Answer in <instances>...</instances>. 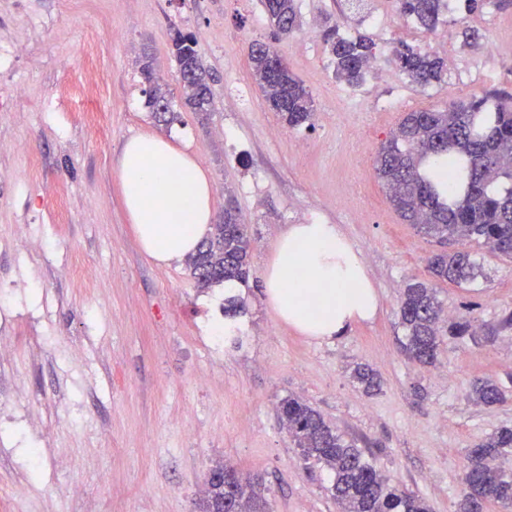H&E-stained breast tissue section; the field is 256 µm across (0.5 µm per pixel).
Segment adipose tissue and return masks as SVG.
Returning <instances> with one entry per match:
<instances>
[{
  "instance_id": "1",
  "label": "adipose tissue",
  "mask_w": 512,
  "mask_h": 512,
  "mask_svg": "<svg viewBox=\"0 0 512 512\" xmlns=\"http://www.w3.org/2000/svg\"><path fill=\"white\" fill-rule=\"evenodd\" d=\"M119 179L136 236L156 262L185 258L210 233L208 176L196 158L171 139H128ZM264 287L277 318L317 340L343 336L378 311L366 266L336 224L289 225L266 267Z\"/></svg>"
}]
</instances>
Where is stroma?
<instances>
[{
  "label": "stroma",
  "instance_id": "obj_1",
  "mask_svg": "<svg viewBox=\"0 0 512 512\" xmlns=\"http://www.w3.org/2000/svg\"><path fill=\"white\" fill-rule=\"evenodd\" d=\"M299 25L273 40L261 0H0V512H197L219 464L262 479L270 512H339L329 475L307 464L279 414L294 395L356 441L389 484L432 512H459L465 454L512 425V260L479 249L473 281L437 283L449 317L473 322L435 366L400 347V293L428 279L436 249L391 206L375 151L403 113L493 91L512 94V6L459 0L447 38L399 16L393 0H297ZM374 43L357 87L336 82L315 22ZM193 34L214 80L207 116L185 106L172 55L175 31ZM273 42L310 92L311 126L288 128L256 85L248 46ZM445 63L443 86L394 74L395 49ZM173 96L165 126L146 105L142 49ZM100 115L103 127L85 124ZM152 134L189 145L213 188V220L234 198L249 227L243 311L220 353L205 325L213 290L186 263L142 250L124 209L119 160L126 140ZM339 225L377 288V315L322 341L281 322L264 273L291 224ZM369 365L381 388L353 382ZM22 378L16 392L11 378ZM494 380V405L471 383ZM41 451L30 461L29 449ZM106 483H98L99 473ZM23 495L9 497L11 487Z\"/></svg>",
  "mask_w": 512,
  "mask_h": 512
}]
</instances>
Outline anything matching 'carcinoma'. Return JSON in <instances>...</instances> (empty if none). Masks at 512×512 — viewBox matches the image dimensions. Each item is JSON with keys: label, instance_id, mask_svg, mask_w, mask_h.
Wrapping results in <instances>:
<instances>
[{"label": "carcinoma", "instance_id": "obj_1", "mask_svg": "<svg viewBox=\"0 0 512 512\" xmlns=\"http://www.w3.org/2000/svg\"><path fill=\"white\" fill-rule=\"evenodd\" d=\"M397 11L428 32L434 31L448 0H395ZM273 37L290 34L298 25L296 0H263ZM333 56L336 79L360 85L374 59V42L363 35L345 37L339 29L323 31ZM172 54L187 83L181 85L185 104L204 115L211 111L212 73L204 65L195 36L175 32ZM270 42L249 46L252 74L264 96L290 128L310 123L313 116L309 91L287 66L275 71ZM394 68L421 87L444 83L443 61L413 47L395 51ZM152 58L144 53L140 68L149 82L151 112L175 116L167 85L152 81ZM376 174L388 189L401 219L440 249L429 259L433 278L455 284L474 279L479 268L472 247H487L512 259V97L487 93L468 102H448L442 109L408 112L394 135L383 142L376 156ZM460 248L448 251L446 246ZM250 237L233 199L227 198L224 222L215 224L196 253L186 258L191 277L206 290L214 285L249 279ZM434 288L412 281L403 288L400 318L405 329L403 348L410 359L433 365L443 338L458 339L469 331L465 321L447 320ZM353 378L364 391L379 389L376 373L357 366ZM474 400L494 405L501 399L498 385L473 384ZM281 419L304 459L327 469L332 481L327 491L340 512H429L418 496L388 486L373 463L354 442L336 432L305 400L288 396L280 401ZM512 455V426H503L476 444L467 455V491L460 512H484L493 502L512 507V471L497 461ZM264 512L266 499L258 482L237 475L234 481L208 483L201 512Z\"/></svg>", "mask_w": 512, "mask_h": 512}]
</instances>
